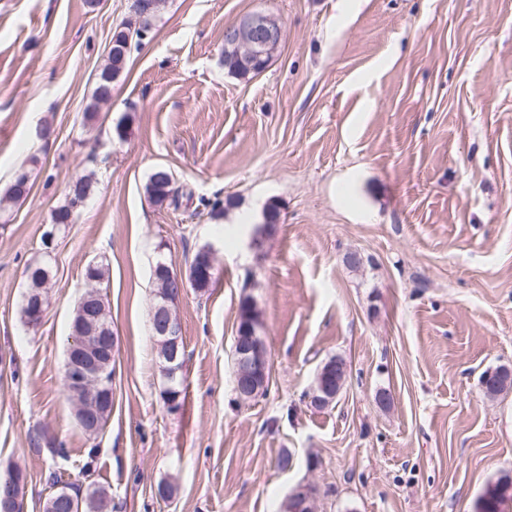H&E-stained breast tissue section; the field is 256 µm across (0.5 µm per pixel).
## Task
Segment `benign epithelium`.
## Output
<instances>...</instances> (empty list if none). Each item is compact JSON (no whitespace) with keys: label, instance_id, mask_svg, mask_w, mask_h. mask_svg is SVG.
<instances>
[{"label":"benign epithelium","instance_id":"obj_1","mask_svg":"<svg viewBox=\"0 0 512 512\" xmlns=\"http://www.w3.org/2000/svg\"><path fill=\"white\" fill-rule=\"evenodd\" d=\"M228 39L238 44L249 57L260 58L266 50L280 44L282 27L279 18L267 13H251L242 16L224 29ZM154 277L167 281H178L180 288L187 287L185 278L173 262H161L153 269ZM99 300V291L87 289L77 309L73 325L71 343L67 349L65 361V389L75 406L76 416L91 429L97 427L100 409L110 407L112 390L102 377L103 354H112L115 336H101L97 322L98 315L93 312L95 302ZM153 334L157 341L160 356L174 366L182 345L181 324L170 308V300L165 298L155 302L152 308ZM241 372L235 381L234 392L239 398L253 400L264 394L269 385L265 338L261 334V325L249 324L243 333L236 335L234 341ZM344 385L333 383L319 386L308 395V403L314 409L329 407L342 393ZM301 512H316L315 498L311 488L298 486L289 494Z\"/></svg>","mask_w":512,"mask_h":512}]
</instances>
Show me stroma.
Returning a JSON list of instances; mask_svg holds the SVG:
<instances>
[{
  "label": "stroma",
  "instance_id": "stroma-1",
  "mask_svg": "<svg viewBox=\"0 0 512 512\" xmlns=\"http://www.w3.org/2000/svg\"><path fill=\"white\" fill-rule=\"evenodd\" d=\"M132 3L0 0V192L22 166L32 182L0 205V472L25 471L26 512H43L53 471L104 487L112 512H281L301 482L317 512H478L487 486L512 478V391L490 398L480 384L512 368V0H163L83 125ZM258 12L280 18L283 39L240 79L224 68V29ZM42 122L46 142L30 135ZM160 165L180 208L145 191ZM90 171L79 216L53 225ZM217 198L236 202L220 224L202 207ZM273 199L280 222L256 233ZM204 244L212 286L172 305L185 400L171 412L152 271L160 257L187 269ZM36 263L50 305L31 328L21 305ZM92 263L117 338L112 413L94 437L63 382ZM245 295L270 381L242 404L232 349ZM332 357L349 377L318 413L306 396ZM116 30L111 38L108 63L97 74L96 86L91 102L84 109V121L92 120L96 113L97 106L102 102H107L112 97V84L126 68L130 49H124V46L120 44L118 40L112 45Z\"/></svg>",
  "mask_w": 512,
  "mask_h": 512
}]
</instances>
